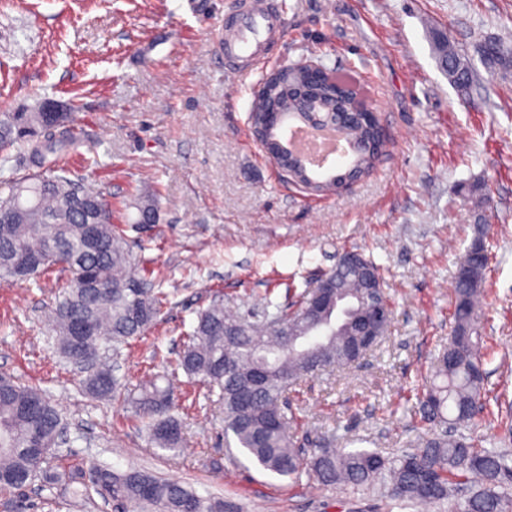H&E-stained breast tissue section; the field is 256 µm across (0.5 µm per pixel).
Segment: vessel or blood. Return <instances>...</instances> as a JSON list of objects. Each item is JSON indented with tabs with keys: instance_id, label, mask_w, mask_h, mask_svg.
<instances>
[{
	"instance_id": "obj_1",
	"label": "vessel or blood",
	"mask_w": 512,
	"mask_h": 512,
	"mask_svg": "<svg viewBox=\"0 0 512 512\" xmlns=\"http://www.w3.org/2000/svg\"><path fill=\"white\" fill-rule=\"evenodd\" d=\"M282 30V12L270 0H241L224 16V58L240 73L266 59Z\"/></svg>"
}]
</instances>
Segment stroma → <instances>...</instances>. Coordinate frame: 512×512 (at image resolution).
I'll return each mask as SVG.
<instances>
[{"instance_id": "stroma-1", "label": "stroma", "mask_w": 512, "mask_h": 512, "mask_svg": "<svg viewBox=\"0 0 512 512\" xmlns=\"http://www.w3.org/2000/svg\"><path fill=\"white\" fill-rule=\"evenodd\" d=\"M280 50L248 76L225 69L219 23L232 0H0V113L64 102L91 145L68 163L96 182L134 254L151 259L168 302L145 336L105 351L125 399L89 395L84 373L54 349L44 316L67 274L0 281V376L38 386L66 441L47 476L0 493V512H117L96 468L135 467L238 503L242 512H402L379 490L290 481L224 444L215 398L174 367L196 313L212 300L284 304L356 250L380 267L393 307L386 339L359 363L288 393L299 433L335 432L394 457L426 433L416 393L448 341L459 262L478 216L490 231L480 308L487 405L463 433L500 444L512 427V72L489 73L477 49L512 37V0H280ZM442 31L474 68L449 82L432 44ZM356 80L389 133L377 167L348 190L314 196L283 182L250 130L254 86L306 56ZM481 189L469 195V187ZM159 199L136 224L135 198ZM169 380L188 453L152 444L135 400L143 381ZM82 474L73 497L60 471Z\"/></svg>"}]
</instances>
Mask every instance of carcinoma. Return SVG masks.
Returning a JSON list of instances; mask_svg holds the SVG:
<instances>
[{
	"label": "carcinoma",
	"mask_w": 512,
	"mask_h": 512,
	"mask_svg": "<svg viewBox=\"0 0 512 512\" xmlns=\"http://www.w3.org/2000/svg\"><path fill=\"white\" fill-rule=\"evenodd\" d=\"M445 38L433 43L448 80L467 88L473 78L471 60L453 46L441 52ZM490 72L512 71V44L491 38L478 49ZM296 71L284 65L269 83L286 84ZM353 93L313 86L309 99L328 118L347 109ZM40 110L0 116V170L10 162L5 151L17 146L31 173L0 178V279L16 285L39 273L60 268L70 274L52 310L56 350L67 360L78 356L72 325L87 322L97 346L118 347L141 336L157 320L163 294L155 288L150 260L133 255L123 230L112 223V209L84 179H71L60 162L83 156L74 132L57 135L46 129ZM371 130L348 127L361 162L359 175L374 167L369 152ZM136 223L156 222L158 202L136 203ZM487 266L460 263L455 284L453 323L448 347L437 357L432 375L418 397L417 412L431 425L417 447L393 459L366 449L336 447V434L318 437L300 455L295 413L283 398L301 379L347 363L358 341L366 311L381 306L392 311L385 290L370 291L364 275L348 267L324 277L334 283L327 304L317 306V290L309 288L291 304L245 311L224 309L213 301L197 314L187 334L177 367L197 378L218 396L224 418V441L242 449L256 465L278 477L295 479L308 471L323 487L372 486L384 483L404 508L451 503L450 512H512V452L479 448L458 432L485 403V371L479 350V297ZM95 397L119 393L117 379L96 369L85 379ZM136 404L154 445L174 455L186 444L181 422L171 414L173 391L152 379L141 388ZM61 416L36 387L0 378V491L23 489L55 448ZM99 493L117 502L121 512H241L231 501L203 497L195 490L144 470H96Z\"/></svg>",
	"instance_id": "1"
}]
</instances>
